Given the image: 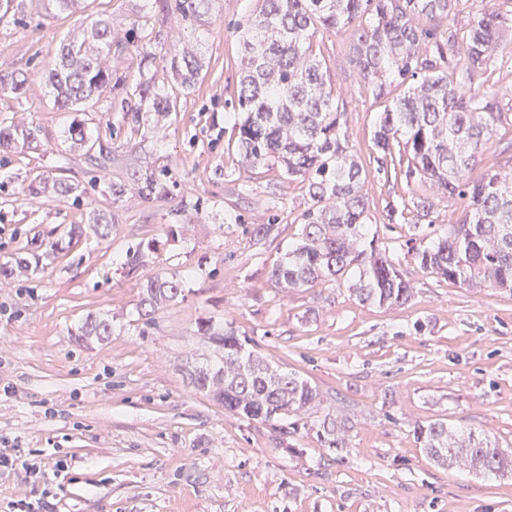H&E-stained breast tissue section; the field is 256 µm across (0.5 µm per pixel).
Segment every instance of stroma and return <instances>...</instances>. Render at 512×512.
Here are the masks:
<instances>
[{"label": "stroma", "instance_id": "1", "mask_svg": "<svg viewBox=\"0 0 512 512\" xmlns=\"http://www.w3.org/2000/svg\"><path fill=\"white\" fill-rule=\"evenodd\" d=\"M142 3L87 0L58 19L25 0L21 23L0 24V74L24 69L30 80L25 98L0 99V117L44 131L38 148L0 152V264L38 263L0 276V454L35 466L0 469V512H512V480L437 467L413 432L445 419L512 448V295L438 278L408 253L403 204L423 186L380 159L372 131L382 105L351 62L349 31L318 30L313 45L347 114L379 241L415 288L392 309L363 304L339 281L287 293L268 279L307 198L277 168L238 164L226 107L240 69L234 27L257 0H218L199 26L174 11L142 19ZM103 12L123 45L113 78L135 81L137 41L161 58L197 42L204 67L159 129L131 131L125 88L103 93L88 117L111 121L112 161L95 168L67 140L73 115L57 111L46 71L62 40ZM62 157L85 189L80 203L24 193ZM163 168L177 180L168 198L130 190L116 202L108 192L132 171ZM391 207L398 223L383 221ZM93 208L111 218L106 239L90 234L42 258L33 238L66 243ZM275 216L277 231L254 240L250 226ZM140 245L145 264L127 273L126 252ZM158 272L184 286L148 322L141 285ZM91 314L110 318L111 336L77 340ZM204 321L231 323L271 366L316 386L324 412L350 417L343 457L322 447L318 417L291 437V453L271 426L194 389L189 367L218 355L198 332Z\"/></svg>", "mask_w": 512, "mask_h": 512}]
</instances>
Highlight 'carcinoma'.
Returning a JSON list of instances; mask_svg holds the SVG:
<instances>
[{
  "mask_svg": "<svg viewBox=\"0 0 512 512\" xmlns=\"http://www.w3.org/2000/svg\"><path fill=\"white\" fill-rule=\"evenodd\" d=\"M215 0H154L151 10L178 11L197 22L210 14ZM257 14L236 27L241 50L237 96L230 102L240 165L256 168L269 162L282 175L302 184L307 207L297 217L298 233L284 260L269 272V280L288 291L307 288L318 280L346 279L360 301L379 308L402 306L413 287L386 250L368 239L369 199L363 192L364 168L346 136V112L340 110L327 70L313 49L318 28L346 29L352 36V62L373 98L384 103L374 144L383 155L403 145L409 155L404 175L428 187L411 198L416 213L409 249L420 265L436 276L468 288H495L512 294V158L496 169L472 177L483 148L502 126L512 127L498 94L482 92L490 62L504 35L512 30V8L480 13L463 37L451 21L459 0H259ZM24 15L23 0H0V22ZM432 42L430 53L420 43ZM112 52V27L99 17L82 34L59 47L48 72V84L58 109L84 112L112 82L104 61ZM139 79L122 106L123 119L140 126L154 112L168 117L177 111V95L156 83L149 71L152 53H139ZM179 85L192 89L202 61L185 47L169 60ZM403 88L397 95L392 88ZM28 90L26 72L0 75V94L20 97ZM90 131L81 120L68 128L72 143L86 148L92 166L111 160L103 131ZM36 125L0 121V149H31L41 142ZM58 166L31 179L24 191L51 192L80 201L83 191ZM134 190L145 201L170 193L168 174H132ZM460 199L466 208L456 223L436 237L420 231L431 217L435 201ZM89 229L102 238L109 218L91 210ZM182 293L176 275L157 273L144 285L139 316L148 320L156 309ZM203 335L222 351V366H195L203 390L224 404V410L247 420L272 424L280 443L297 434L299 420L320 405V393L295 372H276L247 349L246 339L227 324L201 326ZM80 336L112 334L106 317L90 315ZM294 421H288V417ZM426 455L439 465L462 468L483 477L512 475V450L472 430H458L436 419L415 427ZM317 436L322 447L341 454L345 427L326 417Z\"/></svg>",
  "mask_w": 512,
  "mask_h": 512,
  "instance_id": "obj_1",
  "label": "carcinoma"
}]
</instances>
